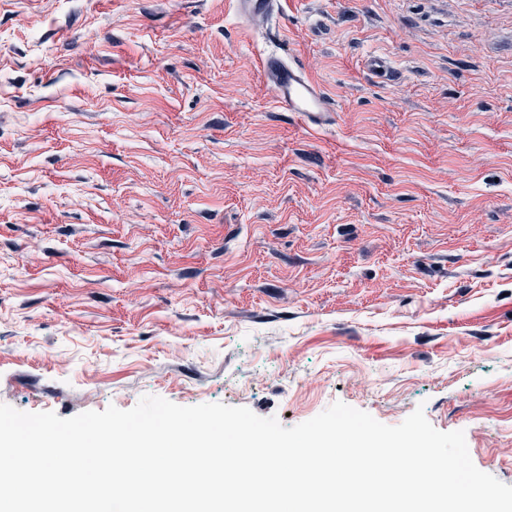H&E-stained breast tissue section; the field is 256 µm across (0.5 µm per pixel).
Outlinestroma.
<instances>
[{"label": "stroma", "mask_w": 512, "mask_h": 512, "mask_svg": "<svg viewBox=\"0 0 512 512\" xmlns=\"http://www.w3.org/2000/svg\"><path fill=\"white\" fill-rule=\"evenodd\" d=\"M146 395L420 407L512 485V0H0V403ZM285 0H232L237 14L250 24L266 22L272 15L280 14ZM259 65L276 101L284 110L304 113L332 111L320 86L299 64L272 53L260 57Z\"/></svg>", "instance_id": "1"}]
</instances>
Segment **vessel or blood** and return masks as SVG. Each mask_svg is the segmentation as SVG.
<instances>
[{
    "mask_svg": "<svg viewBox=\"0 0 512 512\" xmlns=\"http://www.w3.org/2000/svg\"><path fill=\"white\" fill-rule=\"evenodd\" d=\"M237 14L250 24L266 22L281 13L284 0H232ZM266 82L274 92L276 101L289 112H327L331 106L320 86L299 64L278 54L259 59Z\"/></svg>",
    "mask_w": 512,
    "mask_h": 512,
    "instance_id": "b4317fda",
    "label": "vessel or blood"
}]
</instances>
